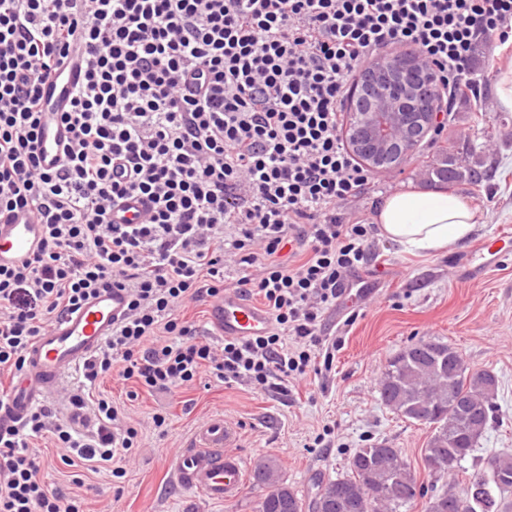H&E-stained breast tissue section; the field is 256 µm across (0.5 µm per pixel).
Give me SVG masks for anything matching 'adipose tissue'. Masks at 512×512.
Segmentation results:
<instances>
[{
	"mask_svg": "<svg viewBox=\"0 0 512 512\" xmlns=\"http://www.w3.org/2000/svg\"><path fill=\"white\" fill-rule=\"evenodd\" d=\"M481 220L480 211L449 187L393 190L372 215L380 236L407 253L452 252L472 237Z\"/></svg>",
	"mask_w": 512,
	"mask_h": 512,
	"instance_id": "ef3b65f1",
	"label": "adipose tissue"
}]
</instances>
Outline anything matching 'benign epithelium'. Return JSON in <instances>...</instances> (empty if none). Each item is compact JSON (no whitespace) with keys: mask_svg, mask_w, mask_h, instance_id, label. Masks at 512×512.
<instances>
[{"mask_svg":"<svg viewBox=\"0 0 512 512\" xmlns=\"http://www.w3.org/2000/svg\"><path fill=\"white\" fill-rule=\"evenodd\" d=\"M442 95L431 68L406 50L376 58L353 91L357 111L344 129L354 155L373 170L399 166L441 125Z\"/></svg>","mask_w":512,"mask_h":512,"instance_id":"benign-epithelium-1","label":"benign epithelium"}]
</instances>
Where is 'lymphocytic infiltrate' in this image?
<instances>
[{"label": "lymphocytic infiltrate", "instance_id": "1", "mask_svg": "<svg viewBox=\"0 0 512 512\" xmlns=\"http://www.w3.org/2000/svg\"><path fill=\"white\" fill-rule=\"evenodd\" d=\"M511 35L512 0H0V217L24 209L42 226L30 259L0 265V393L58 316L102 288L129 294L69 415L38 407L0 432V512H85L40 478L29 442L47 429L64 464L124 477L140 433L91 394L112 372L151 392L204 373L266 391L331 365L323 317L377 233L343 211L371 187L342 134L350 76L400 45L464 94L479 45ZM73 49L86 69L49 172L40 87ZM129 197L145 220L113 223ZM228 253L273 324L216 348L174 310L223 295Z\"/></svg>", "mask_w": 512, "mask_h": 512}]
</instances>
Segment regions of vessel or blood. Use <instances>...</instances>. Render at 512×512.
<instances>
[{"mask_svg": "<svg viewBox=\"0 0 512 512\" xmlns=\"http://www.w3.org/2000/svg\"><path fill=\"white\" fill-rule=\"evenodd\" d=\"M84 65L74 60L42 88L47 113L37 142V153L44 169L58 166L68 133L56 121L83 78ZM146 213L145 203L129 198L112 211L116 224L136 223ZM40 235L35 215L14 214L0 223V263H19L30 257ZM129 296L125 289L100 290L79 308L56 320L29 349L23 370L7 398H0V430L20 427L29 412L40 405L62 377L76 371L97 353L127 315ZM209 322L221 336L244 338L266 333L272 323L268 311L245 298L232 285L209 307ZM236 434L222 418L201 422L177 458L178 484L214 503L235 501L247 484V459L236 451Z\"/></svg>", "mask_w": 512, "mask_h": 512, "instance_id": "b4317fda", "label": "vessel or blood"}]
</instances>
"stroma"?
I'll use <instances>...</instances> for the list:
<instances>
[{"instance_id":"stroma-1","label":"stroma","mask_w":512,"mask_h":512,"mask_svg":"<svg viewBox=\"0 0 512 512\" xmlns=\"http://www.w3.org/2000/svg\"><path fill=\"white\" fill-rule=\"evenodd\" d=\"M499 54L512 57V43L503 47L495 41L478 51L480 101H450L442 134L424 140L399 167L375 172L369 197L344 207L351 217L370 219L376 201L392 190L424 186L421 171L444 146L458 163L490 173L480 185L457 186L483 215L469 242L431 256L405 253L376 238L378 258L359 272L372 282L374 293L325 317V335L339 342L331 368L288 381L284 390L261 392L246 383L228 388L206 375L170 393L138 392L132 400L134 382L116 374L104 378L101 391L124 408L141 435L125 476L114 478L105 470L87 475L82 467L67 466L45 437L34 441L43 480L65 495L82 497L86 512H254L263 492L255 482H248L234 503L220 505L175 481L176 458L196 426L221 416L236 431L238 449L250 464L276 460L281 478L298 496L313 495L317 481L344 474L355 449L380 442L401 449L429 494L442 493L447 478L423 467L429 427L404 419L379 397L389 360L421 340L451 344L471 369L498 379L497 419L461 461L456 479L480 470L491 453H512V251L497 255L487 274L471 273L484 261L480 248L487 240L512 236V112L499 108L493 92V61ZM158 413L169 416L163 434L153 424ZM77 474L82 483H74Z\"/></svg>"}]
</instances>
